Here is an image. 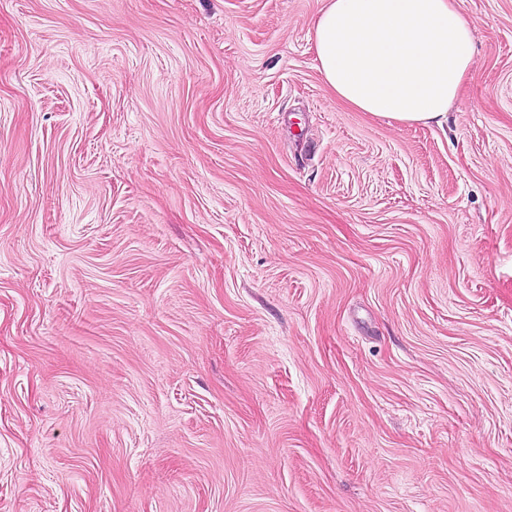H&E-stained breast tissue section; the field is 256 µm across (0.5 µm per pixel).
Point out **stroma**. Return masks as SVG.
<instances>
[{"instance_id":"obj_1","label":"stroma","mask_w":512,"mask_h":512,"mask_svg":"<svg viewBox=\"0 0 512 512\" xmlns=\"http://www.w3.org/2000/svg\"><path fill=\"white\" fill-rule=\"evenodd\" d=\"M445 127L322 0H0V512H512V0Z\"/></svg>"}]
</instances>
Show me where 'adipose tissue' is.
Here are the masks:
<instances>
[{
    "mask_svg": "<svg viewBox=\"0 0 512 512\" xmlns=\"http://www.w3.org/2000/svg\"><path fill=\"white\" fill-rule=\"evenodd\" d=\"M313 48L345 105L400 124L443 125L472 67L456 0H323Z\"/></svg>",
    "mask_w": 512,
    "mask_h": 512,
    "instance_id": "1",
    "label": "adipose tissue"
}]
</instances>
